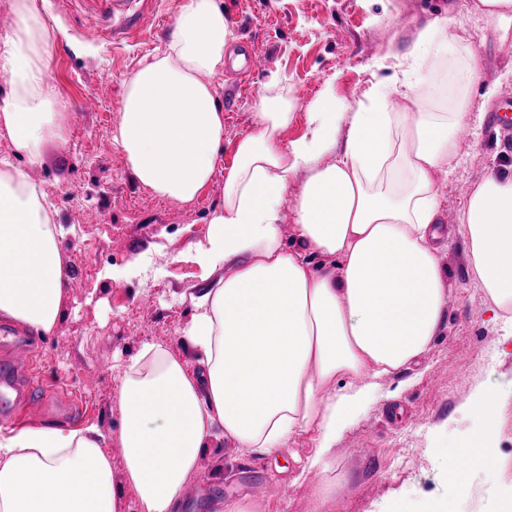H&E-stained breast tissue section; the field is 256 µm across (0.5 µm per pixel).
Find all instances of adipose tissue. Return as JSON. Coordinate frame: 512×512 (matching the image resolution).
I'll use <instances>...</instances> for the list:
<instances>
[{
  "label": "adipose tissue",
  "mask_w": 512,
  "mask_h": 512,
  "mask_svg": "<svg viewBox=\"0 0 512 512\" xmlns=\"http://www.w3.org/2000/svg\"><path fill=\"white\" fill-rule=\"evenodd\" d=\"M12 9L15 26L0 45L9 84L0 130L13 145L0 156V317L50 336L67 303L65 229L28 171L42 164L48 143L66 139L67 116L50 109L52 39L35 0H13ZM472 9L511 54L512 0H475ZM231 40L219 0H183L165 48L125 82L113 141L160 198L194 204L214 174L224 109L213 79ZM452 51L457 92L449 111L435 112L421 89ZM400 58L411 78L375 81L364 102L346 108L326 87L306 108L307 134L287 145L280 133L298 100L280 72L270 73L225 177L224 201L192 255L206 278L236 266L191 298L183 339L196 363L146 344L121 365V478L96 426L0 435V512H117L126 488L141 512H180L203 449L223 437L271 455L310 433L315 452L305 468L319 469L374 380L430 350L448 306L432 173L472 127L468 90L483 62L450 14L424 21ZM302 171L298 247L290 250L282 207ZM457 222L494 320L512 328V178L485 177ZM315 256L336 260L337 271L315 270ZM362 374L368 384L354 386ZM495 405L484 391L470 404L485 420L462 455L448 458L459 493L496 461L495 421L486 415Z\"/></svg>",
  "instance_id": "obj_1"
}]
</instances>
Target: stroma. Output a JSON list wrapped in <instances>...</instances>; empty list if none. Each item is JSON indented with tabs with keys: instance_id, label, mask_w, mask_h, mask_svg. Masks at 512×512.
<instances>
[{
	"instance_id": "1",
	"label": "stroma",
	"mask_w": 512,
	"mask_h": 512,
	"mask_svg": "<svg viewBox=\"0 0 512 512\" xmlns=\"http://www.w3.org/2000/svg\"><path fill=\"white\" fill-rule=\"evenodd\" d=\"M183 0H146L140 22L114 41L82 36L79 15L35 0L54 41L48 60L56 111L93 97L95 111L70 126L64 142L46 146L44 162L29 169L60 223L68 303L54 335L38 337V356L26 375L42 383L30 427L97 425L109 441L113 471L121 469L118 431L119 363L147 343L182 354L183 331L194 313L192 294L207 288L191 256L207 234L209 211L224 199V178L237 142L254 123V101L269 72L279 71L300 107L281 134L283 143L307 129V104L332 86L344 105L364 100L378 73L409 45L419 23L448 11L459 15L484 61L471 91L473 130L432 177L442 190L440 261L447 274L444 326L419 364L380 380L366 407L340 433L324 469L302 473L313 453L303 437L273 455L242 454L219 439L201 455V476L186 492L187 512L200 502L257 499L263 512H499L512 498V336L493 324L489 301L475 281L457 215L473 187L490 174L512 176L488 125L489 111L512 119L500 96L512 92V54L500 50L493 27L469 13L472 0H222L233 39L267 58L261 69L226 65L214 83L224 107V144L211 182L186 207L156 197L131 172L113 143L124 83L145 58L163 50ZM496 88L487 96L488 88ZM500 390L496 467L474 475L468 494L449 483L447 461L431 447L456 450L482 425L473 394Z\"/></svg>"
}]
</instances>
